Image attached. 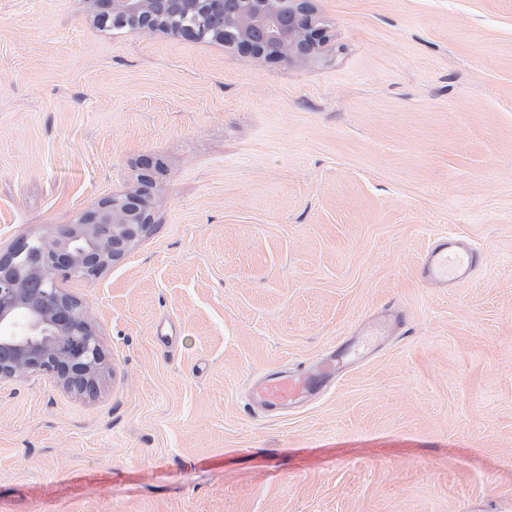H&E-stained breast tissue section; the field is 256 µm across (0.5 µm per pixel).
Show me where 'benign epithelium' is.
<instances>
[{
  "label": "benign epithelium",
  "mask_w": 512,
  "mask_h": 512,
  "mask_svg": "<svg viewBox=\"0 0 512 512\" xmlns=\"http://www.w3.org/2000/svg\"><path fill=\"white\" fill-rule=\"evenodd\" d=\"M102 26L138 20L134 34L158 18L195 11L224 21V45L259 59H308L327 41L311 0H87ZM162 163H141L139 186L103 199L60 231L23 240L0 256V381L21 373L52 377L68 390L93 392L106 355L82 304L57 279H96L124 259L152 224L150 188Z\"/></svg>",
  "instance_id": "7a95c632"
}]
</instances>
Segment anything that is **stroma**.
Here are the masks:
<instances>
[{
	"label": "stroma",
	"instance_id": "35a3bbf8",
	"mask_svg": "<svg viewBox=\"0 0 512 512\" xmlns=\"http://www.w3.org/2000/svg\"><path fill=\"white\" fill-rule=\"evenodd\" d=\"M313 5L288 62L0 0V253L163 164L148 234L60 283L96 392L0 383V512H512V0ZM445 232L484 258L451 288L419 274ZM390 306L308 404L249 403Z\"/></svg>",
	"mask_w": 512,
	"mask_h": 512
}]
</instances>
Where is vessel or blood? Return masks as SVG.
<instances>
[{
    "label": "vessel or blood",
    "mask_w": 512,
    "mask_h": 512,
    "mask_svg": "<svg viewBox=\"0 0 512 512\" xmlns=\"http://www.w3.org/2000/svg\"><path fill=\"white\" fill-rule=\"evenodd\" d=\"M482 264L476 249L455 236L443 235L429 247L420 276L430 283L454 286L468 280ZM367 344V338H353L312 364L264 372L251 389L253 404L270 416L303 404L324 383L336 380L358 363Z\"/></svg>",
    "instance_id": "b4317fda"
}]
</instances>
